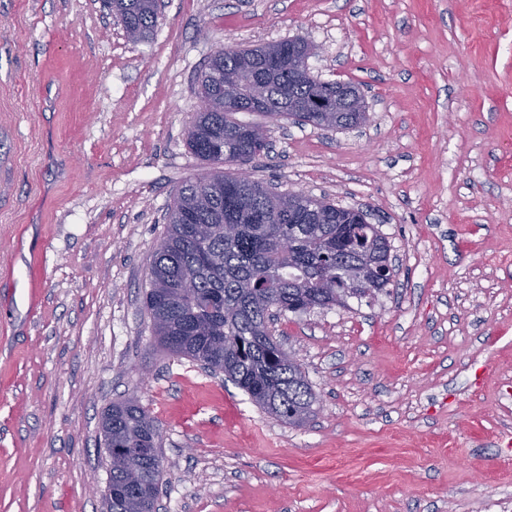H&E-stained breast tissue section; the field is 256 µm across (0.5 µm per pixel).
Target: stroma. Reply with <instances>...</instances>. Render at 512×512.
I'll use <instances>...</instances> for the list:
<instances>
[{
  "instance_id": "1",
  "label": "stroma",
  "mask_w": 512,
  "mask_h": 512,
  "mask_svg": "<svg viewBox=\"0 0 512 512\" xmlns=\"http://www.w3.org/2000/svg\"><path fill=\"white\" fill-rule=\"evenodd\" d=\"M300 37L369 121L241 112L283 192L363 210L395 276L273 334L300 426L160 346L147 273L216 50ZM160 426V512H512V0H163L129 42L103 0H0V512H107L100 419Z\"/></svg>"
}]
</instances>
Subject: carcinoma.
<instances>
[{"instance_id":"cac0c4a2","label":"carcinoma","mask_w":512,"mask_h":512,"mask_svg":"<svg viewBox=\"0 0 512 512\" xmlns=\"http://www.w3.org/2000/svg\"><path fill=\"white\" fill-rule=\"evenodd\" d=\"M127 38L144 40L158 25L156 0H106ZM265 46L221 48L198 76L195 94L210 106L187 132L191 152L213 170L185 180L167 216L166 233L150 265L144 307L154 336L169 352L210 373L224 374L268 414L302 425L315 414L317 396L301 364L274 338L270 324L286 313L331 308L336 295L365 296L391 278L355 285V277L389 252L373 224H359L349 208L324 198L313 206L303 192L281 194L250 179L243 184L220 166L251 164L268 154L260 125L224 111V82L238 79L242 96L259 92L267 116L310 123L288 106L316 96L336 97V83L307 66L315 47L303 41L296 63L268 70ZM360 112H334L320 129H348ZM288 240V252L280 251ZM104 447L111 461L112 512H154L163 472L160 428L137 398L112 405L102 416Z\"/></svg>"}]
</instances>
